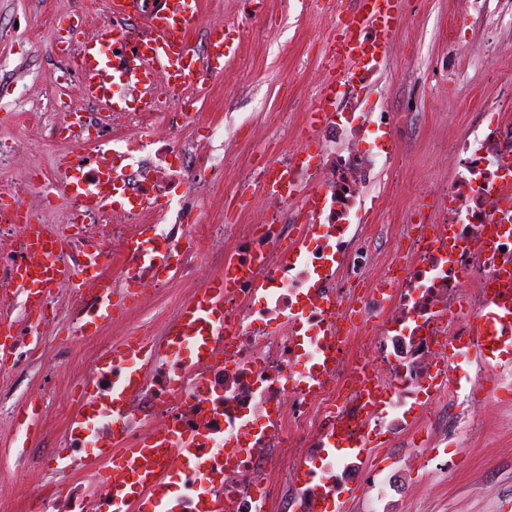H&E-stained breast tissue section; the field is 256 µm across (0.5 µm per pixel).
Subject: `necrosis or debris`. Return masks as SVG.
Instances as JSON below:
<instances>
[{"instance_id":"4bbe7bcc","label":"necrosis or debris","mask_w":512,"mask_h":512,"mask_svg":"<svg viewBox=\"0 0 512 512\" xmlns=\"http://www.w3.org/2000/svg\"><path fill=\"white\" fill-rule=\"evenodd\" d=\"M218 78L207 70L199 83L178 86L161 74L151 110L113 112L83 98L69 52L52 82L31 84L12 103L19 114L45 101L53 118L35 137L79 150L32 171L42 186L36 202H26L19 185L0 204V326L9 334L1 346L12 380L0 390V421L17 420L29 404L45 413L59 376L67 379L73 412L87 391L111 386L113 372L99 362L112 340L81 361L71 351L88 334L100 289L134 294L133 305L117 312L124 319L160 304L165 288L198 267L215 280L227 254L246 262L255 249L267 252L259 276L225 294L224 339L212 357L197 359L190 345H169L165 334L144 331L142 341L166 348L122 412L104 406L86 432L66 433L41 454L19 457V469L35 465L48 474L29 490L25 512H111L112 461L101 448L116 434L140 448L171 429L197 438L202 463L176 475L175 512H201L207 500L210 512H319L324 496L353 489L366 490L374 506L397 490L395 474L379 469L368 476L361 458L330 456V438L366 430L383 443L403 434L410 462L444 469L447 459L431 455L419 426L425 410L462 381L476 402L512 391V380L475 358L467 341L477 323L491 340L512 339V321L495 316L512 306V293L497 296L492 286L502 267H512V72L500 74L507 96L473 113L465 136L453 141L448 162L456 178L414 210L401 256L376 279L366 276L372 252L364 197L374 170L391 171L394 159L360 126L344 89L318 137L287 159L300 193L269 198L259 221L236 236L227 225L204 222L200 204L226 192L229 159L204 148L217 126L191 119L200 88ZM105 168L124 192L109 208L91 201ZM56 208L64 223H44ZM28 216L41 221L56 245L54 264L69 273L47 287L35 314L18 312L15 302ZM209 280L194 283L190 300ZM46 322L62 326L66 338L37 339ZM325 343L333 358L324 372L318 353ZM38 350L47 381L28 397L18 389ZM360 369L378 395L370 413L355 383ZM88 468L97 474L92 497L76 479Z\"/></svg>"}]
</instances>
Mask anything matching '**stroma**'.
<instances>
[{"label":"stroma","mask_w":512,"mask_h":512,"mask_svg":"<svg viewBox=\"0 0 512 512\" xmlns=\"http://www.w3.org/2000/svg\"><path fill=\"white\" fill-rule=\"evenodd\" d=\"M71 2L0 0V25L17 28L12 38L0 40V100L19 95L17 67L35 79H51L55 23L69 15ZM468 2L407 0L386 68L360 91L366 121H373L374 111L382 108L405 116L395 145L399 177L390 180L378 173L365 200L372 207L376 195L390 197L389 211H375L369 229L375 248L371 275H379L392 258L401 217L422 203L423 191L449 179L438 151L466 134L469 112L501 94L497 72L512 70V34L495 30L485 16L468 15ZM202 9L223 13L237 48L225 83L201 92L195 105L201 122L223 125L218 151L234 157L224 178L235 182L249 166L279 164L300 146V129L324 77L317 59L336 17L324 0H264L265 24L247 18L245 0H202ZM486 38L496 41L497 51L484 64L473 59L469 46ZM459 73L466 74L471 88L464 101L449 90ZM48 119L39 105L29 107L23 123L0 109V139L25 142L32 165L46 167L66 149L53 140L32 138L33 126ZM253 125L265 128V142L251 139ZM266 204L260 193L218 198L206 204L204 218L211 224L245 225ZM475 413L483 421L482 439L463 436L453 446L435 445L434 453L447 458L449 471L427 466L405 471L388 512H512V399L493 397L465 407L460 418L465 421ZM65 427V420L52 411L29 435L17 425L1 424L0 473L9 472L21 445L40 447L43 435H58Z\"/></svg>","instance_id":"1"}]
</instances>
